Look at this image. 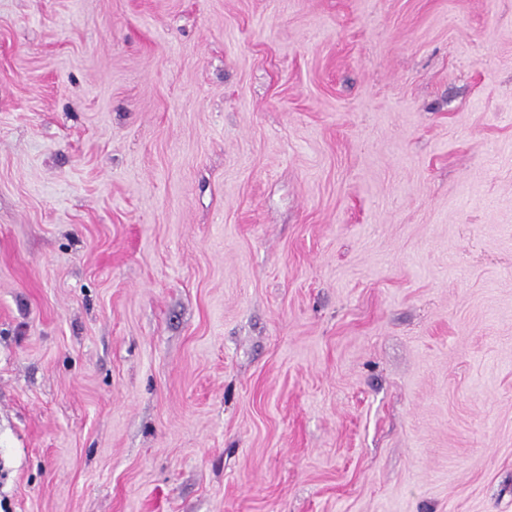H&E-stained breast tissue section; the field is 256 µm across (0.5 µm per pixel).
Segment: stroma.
Returning a JSON list of instances; mask_svg holds the SVG:
<instances>
[{"mask_svg": "<svg viewBox=\"0 0 512 512\" xmlns=\"http://www.w3.org/2000/svg\"><path fill=\"white\" fill-rule=\"evenodd\" d=\"M8 512H512V0H0Z\"/></svg>", "mask_w": 512, "mask_h": 512, "instance_id": "1", "label": "stroma"}]
</instances>
